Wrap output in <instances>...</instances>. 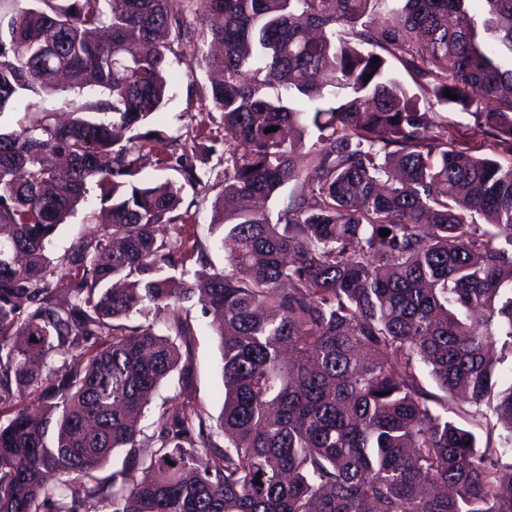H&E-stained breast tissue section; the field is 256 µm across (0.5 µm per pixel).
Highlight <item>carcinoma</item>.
<instances>
[{
    "mask_svg": "<svg viewBox=\"0 0 512 512\" xmlns=\"http://www.w3.org/2000/svg\"><path fill=\"white\" fill-rule=\"evenodd\" d=\"M468 2L0 0V115L21 114L0 127V512H512L492 356H512V162L446 116L512 155V0ZM187 45L219 75L212 183L218 141L142 131ZM60 76L97 92L61 124L42 106ZM151 164L181 180L146 181ZM291 181L275 220L242 205ZM186 186L217 190L232 244L205 277L203 248L155 234L189 219ZM91 187L104 233L60 274L47 246ZM196 304L220 315L224 447L190 405L141 441ZM459 398L503 424L497 444L448 419ZM448 121L454 123L455 130L463 134L470 146L480 153H488L491 150L485 146L484 137L473 127L472 118L464 112H448ZM471 127V128H470Z\"/></svg>",
    "mask_w": 512,
    "mask_h": 512,
    "instance_id": "obj_1",
    "label": "carcinoma"
}]
</instances>
